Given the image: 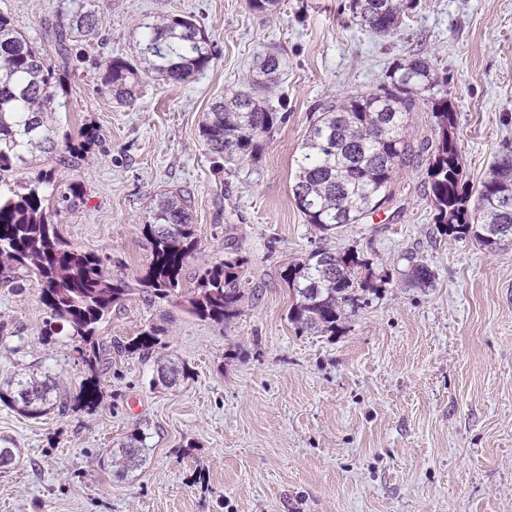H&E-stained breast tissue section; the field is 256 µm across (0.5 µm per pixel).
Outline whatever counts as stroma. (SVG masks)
Here are the masks:
<instances>
[{
  "instance_id": "1",
  "label": "stroma",
  "mask_w": 512,
  "mask_h": 512,
  "mask_svg": "<svg viewBox=\"0 0 512 512\" xmlns=\"http://www.w3.org/2000/svg\"><path fill=\"white\" fill-rule=\"evenodd\" d=\"M350 3L281 0L257 14L246 0H94L99 36L64 68L55 120L64 132L95 128L99 142L81 156L42 155L58 187L83 188L69 206L45 194V212L132 285L151 260L142 227L157 195L182 191L198 237L185 290L232 249L246 291L223 328L182 303L131 296L99 343L150 326L160 343L104 364L97 406L31 419L0 404V441L20 453L0 468V512H512V241L489 251L440 236L422 163L400 168L362 223L328 237L291 192L319 112L374 91L412 54L453 103L463 178L478 187L512 153V0H417L388 37L357 25ZM58 9L0 0L39 43L62 26ZM166 13L205 28L208 69L178 85L145 80L134 103H118L103 64L133 59L137 23ZM267 48L286 62L269 96L285 120L255 158L215 172L199 125ZM322 246L357 250L376 292L335 332H305L288 318L284 271ZM411 256L429 285L406 277ZM40 292L0 278V382L26 369L77 396L85 369L68 337L43 344ZM171 359L185 372L166 387L158 370ZM137 431L145 464L111 472V449Z\"/></svg>"
}]
</instances>
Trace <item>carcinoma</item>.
I'll list each match as a JSON object with an SVG mask.
<instances>
[{
	"label": "carcinoma",
	"mask_w": 512,
	"mask_h": 512,
	"mask_svg": "<svg viewBox=\"0 0 512 512\" xmlns=\"http://www.w3.org/2000/svg\"><path fill=\"white\" fill-rule=\"evenodd\" d=\"M412 2L352 0L351 10L359 24L389 36ZM60 14L68 31L60 35L55 51L70 52L67 41L73 36L84 41L97 36L100 19L93 0H60ZM137 29V59L107 61L102 77L122 105L134 101L144 76L180 84L211 62L208 34L191 15L148 16ZM284 66L280 51L264 50L243 88L211 105L199 134L212 155L228 163L255 157L283 120L269 94ZM60 85L50 50L0 13V172L28 169L36 153L56 150L54 114ZM426 104L435 118L436 138L418 152L407 139L406 127L410 115ZM454 129L455 113L445 91L438 89L428 59L419 54L399 59L373 92L350 95L318 115L296 160L291 188L296 208L322 232L358 224L382 205L399 167L424 152L428 197L440 235L454 240L469 237L491 251L505 240L512 241V155L493 163L472 203L462 182L461 145ZM91 142L92 135L84 128L77 136L64 138L65 149L73 154L87 150ZM48 189H57L55 180L50 172L40 170L19 188L0 193V270L9 271L16 281L32 276L41 281L40 300L46 309L42 341L47 345L56 336H68L89 373L78 406L90 408L98 401L97 376L103 364L96 336L99 326L134 291L154 300L181 299L190 313L221 327L239 315L245 288L242 262L232 251L206 268L193 295L185 297L182 271L198 239L181 193L161 194L149 211L142 232L152 245L151 261L134 290L111 281L103 257L79 249L60 234L42 206ZM365 267L367 263L352 249H321L289 266L285 281L294 294L289 319L302 330L336 331L347 310L369 301L368 280H358ZM158 344V330L150 327L117 348L144 355ZM0 403L31 418L53 407L72 408L50 379L40 381L21 373L0 385ZM146 439L140 432L131 435L111 452L112 466L127 470L141 465L147 459Z\"/></svg>",
	"instance_id": "cac0c4a2"
}]
</instances>
